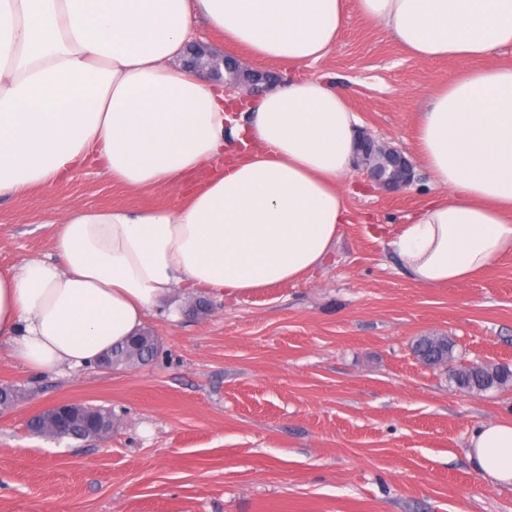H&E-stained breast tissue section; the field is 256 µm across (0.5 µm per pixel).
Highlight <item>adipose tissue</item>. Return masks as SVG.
I'll use <instances>...</instances> for the list:
<instances>
[{
    "label": "adipose tissue",
    "mask_w": 512,
    "mask_h": 512,
    "mask_svg": "<svg viewBox=\"0 0 512 512\" xmlns=\"http://www.w3.org/2000/svg\"><path fill=\"white\" fill-rule=\"evenodd\" d=\"M421 63L512 46V0H0V196L88 162L165 209H72L49 257L0 269V341L28 369L93 365L177 289L228 295L307 278L352 212L343 182L358 116L345 89L299 70L351 14ZM294 78L231 117L223 88L176 66L199 26ZM415 149L436 195L393 245L423 288L512 255V66L470 69L428 95ZM468 458L512 485V421L475 427Z\"/></svg>",
    "instance_id": "ef3b65f1"
}]
</instances>
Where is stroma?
I'll use <instances>...</instances> for the list:
<instances>
[{
  "mask_svg": "<svg viewBox=\"0 0 512 512\" xmlns=\"http://www.w3.org/2000/svg\"><path fill=\"white\" fill-rule=\"evenodd\" d=\"M469 67L415 62L385 29L351 16L309 72L348 88L358 134L411 161L406 191L351 172L355 220L320 270L234 296L182 289L147 322L161 351L146 366L34 376L1 341L0 382L22 396L0 413V512H512V486L483 480L466 455L473 427L512 418V385L458 389L411 348L437 334L460 362L512 367V256L474 281L422 288L391 245L436 193L414 149L417 114ZM174 201L94 165L1 196L0 268L49 255L62 211ZM198 299L206 314L192 312ZM58 402L110 410L111 437L30 435L26 417Z\"/></svg>",
  "mask_w": 512,
  "mask_h": 512,
  "instance_id": "1",
  "label": "stroma"
}]
</instances>
